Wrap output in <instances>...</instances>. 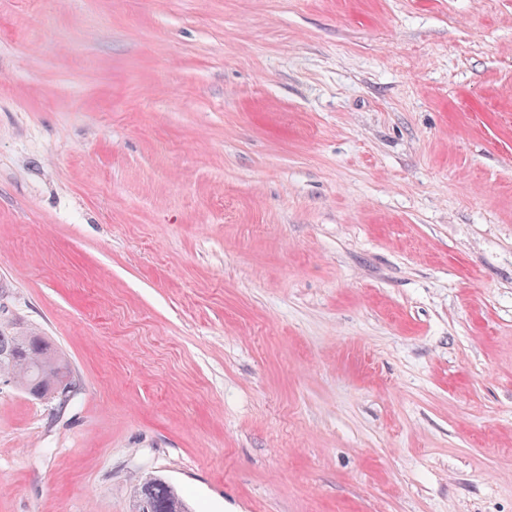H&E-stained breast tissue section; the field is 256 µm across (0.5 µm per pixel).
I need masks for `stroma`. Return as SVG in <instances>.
<instances>
[{
	"instance_id": "1",
	"label": "stroma",
	"mask_w": 512,
	"mask_h": 512,
	"mask_svg": "<svg viewBox=\"0 0 512 512\" xmlns=\"http://www.w3.org/2000/svg\"><path fill=\"white\" fill-rule=\"evenodd\" d=\"M0 512H512V0H0ZM13 325L0 322V377L33 399L65 402L73 384L65 357L45 336ZM145 486L147 494L143 493ZM138 497L136 512H191L178 487L162 478L146 480L139 488ZM144 498L151 504L150 511H144Z\"/></svg>"
}]
</instances>
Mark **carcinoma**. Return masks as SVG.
Returning a JSON list of instances; mask_svg holds the SVG:
<instances>
[{"mask_svg":"<svg viewBox=\"0 0 512 512\" xmlns=\"http://www.w3.org/2000/svg\"><path fill=\"white\" fill-rule=\"evenodd\" d=\"M0 377L10 379L29 397L64 402L72 388L71 371L65 357L44 336L15 330V322H0ZM147 492H138L136 512H191L178 487L162 478L144 482Z\"/></svg>","mask_w":512,"mask_h":512,"instance_id":"obj_1","label":"carcinoma"}]
</instances>
